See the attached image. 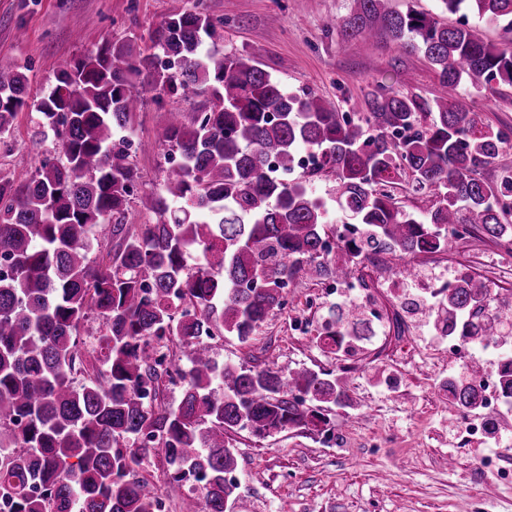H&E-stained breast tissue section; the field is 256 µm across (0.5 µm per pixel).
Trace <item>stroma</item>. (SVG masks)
<instances>
[{"label": "stroma", "instance_id": "1", "mask_svg": "<svg viewBox=\"0 0 512 512\" xmlns=\"http://www.w3.org/2000/svg\"><path fill=\"white\" fill-rule=\"evenodd\" d=\"M200 8L219 22L215 45L228 53H254L291 90L306 89L333 101L342 112H364L368 93L379 83L405 93L434 98L436 71L422 54L393 46L384 38L364 44L341 35L337 24L351 0H0V69H21L28 96L40 99L60 65L112 42L145 50L150 32L165 18ZM493 129L512 131V85L491 82L481 95L463 88ZM208 94L146 101L133 134L140 192L159 190L174 165L156 141L169 113L194 112ZM30 113L22 111L0 149V175L34 167L55 152L53 140L34 143ZM496 247L476 238L473 251L420 256V263L453 268L468 263L492 294L512 293V274L483 263ZM355 276L374 288L389 321L347 374L346 407L329 406L331 435L289 429L261 439L249 431L232 434L239 482L235 512H460L479 495L488 512H512V484L495 482L481 463L512 466V415L500 434L461 448L465 416L451 412L445 383L460 372L449 362L429 316L402 311L394 284L375 267L357 266ZM305 288L290 296V310H277L250 344L227 339L215 350L218 363L260 365L281 371L298 367L335 370L340 362L314 336L323 317L343 299L309 307ZM310 331L290 327L292 317ZM455 466H448V459Z\"/></svg>", "mask_w": 512, "mask_h": 512}]
</instances>
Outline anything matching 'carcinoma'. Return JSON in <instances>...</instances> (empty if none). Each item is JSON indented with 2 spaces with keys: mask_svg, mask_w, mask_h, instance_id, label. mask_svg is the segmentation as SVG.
<instances>
[{
  "mask_svg": "<svg viewBox=\"0 0 512 512\" xmlns=\"http://www.w3.org/2000/svg\"><path fill=\"white\" fill-rule=\"evenodd\" d=\"M439 2L462 20L449 26L391 0H352L346 36L381 35L423 54L441 86L429 100L380 84L368 110L354 114L289 90L254 53L203 49L215 25L201 11L161 22L152 53L107 43L67 62L32 104L26 75L0 72V146L24 108L34 112L32 139L59 146L0 178V512H155L158 488L139 475L152 456L169 482H204L181 512H226L238 489L226 479L237 469L226 437L327 423L323 405L348 398L347 368L284 375L268 365L220 366L201 331L246 344L287 305L285 285L339 280L379 253L408 259L385 272L410 279L411 260L452 251L459 227L506 243L512 166L491 181L482 170L507 135L459 89L512 84V51L468 22L471 15L512 31V0ZM202 86L208 104L169 113L159 137L179 162L159 192L139 197L155 220L127 223L141 179L130 134L146 95L159 101ZM306 151L321 156L320 169L335 176L336 204L361 228L331 256L323 253L336 233L326 201L307 181L286 183L268 169L272 161L288 172ZM404 183L426 196L421 208L402 205L395 189ZM360 314L351 303L329 315L317 342L360 335ZM432 317L434 329L474 341L491 340L502 325L475 276ZM159 349L187 362L176 404L164 395ZM448 402L459 413L482 408L463 374L448 378Z\"/></svg>",
  "mask_w": 512,
  "mask_h": 512,
  "instance_id": "obj_1",
  "label": "carcinoma"
}]
</instances>
